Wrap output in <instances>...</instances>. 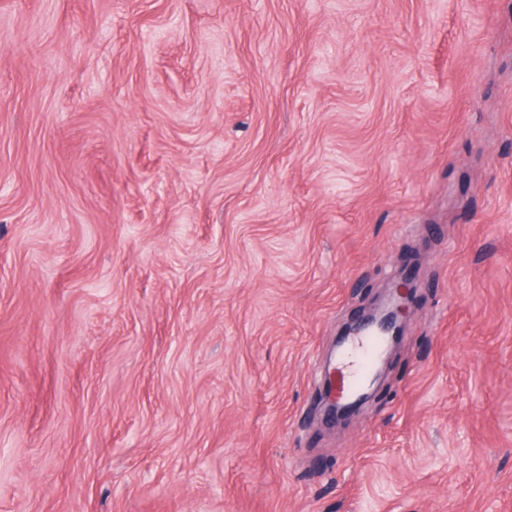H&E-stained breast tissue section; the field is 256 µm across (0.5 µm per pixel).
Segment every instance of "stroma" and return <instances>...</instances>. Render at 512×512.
Segmentation results:
<instances>
[{"label":"stroma","mask_w":512,"mask_h":512,"mask_svg":"<svg viewBox=\"0 0 512 512\" xmlns=\"http://www.w3.org/2000/svg\"><path fill=\"white\" fill-rule=\"evenodd\" d=\"M0 512H512V0H0ZM388 294L386 301L382 297L363 314V320L355 325L367 324L382 327L387 336H391L394 346L403 336L405 322L411 308L417 300V283L411 277H401ZM385 338L377 327L364 330L352 339L341 355L336 371L327 370L323 391L320 393V401L327 415L349 417L365 399L372 396V391L365 392L356 401L347 402L336 390V377L345 397L353 394L365 382L370 365L382 351Z\"/></svg>","instance_id":"35a3bbf8"}]
</instances>
